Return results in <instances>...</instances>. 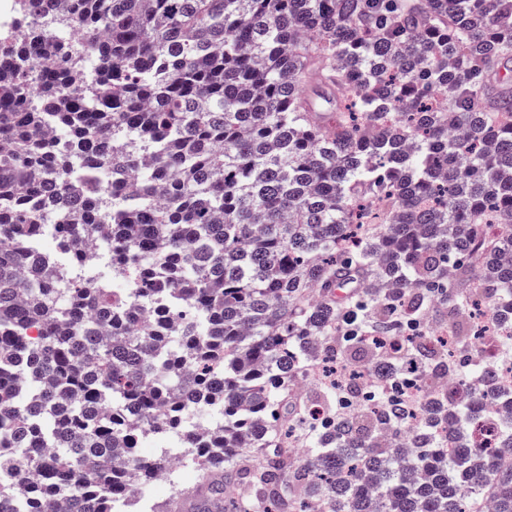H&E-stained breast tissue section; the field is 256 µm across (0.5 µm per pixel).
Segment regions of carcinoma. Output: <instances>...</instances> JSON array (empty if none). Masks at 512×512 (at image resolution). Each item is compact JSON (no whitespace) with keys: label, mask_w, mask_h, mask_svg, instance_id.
<instances>
[{"label":"carcinoma","mask_w":512,"mask_h":512,"mask_svg":"<svg viewBox=\"0 0 512 512\" xmlns=\"http://www.w3.org/2000/svg\"><path fill=\"white\" fill-rule=\"evenodd\" d=\"M55 2L0 24V512H112L167 469L157 433L224 512H512V388L467 351L482 317L512 347V96L482 102L512 0ZM102 224L127 294L72 275ZM164 296L171 330L138 328ZM397 329L457 399L363 385L404 371ZM338 363L352 413L326 385L283 414Z\"/></svg>","instance_id":"obj_1"}]
</instances>
